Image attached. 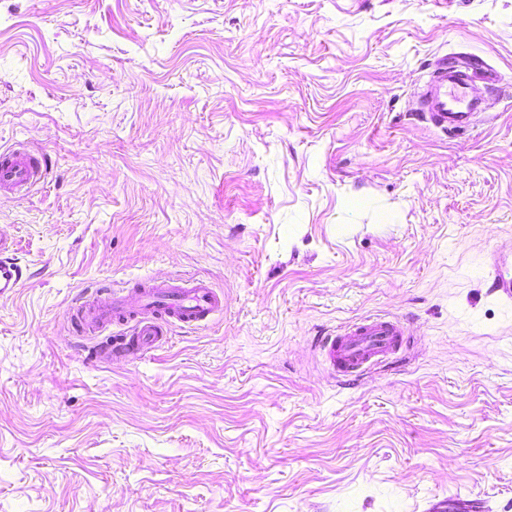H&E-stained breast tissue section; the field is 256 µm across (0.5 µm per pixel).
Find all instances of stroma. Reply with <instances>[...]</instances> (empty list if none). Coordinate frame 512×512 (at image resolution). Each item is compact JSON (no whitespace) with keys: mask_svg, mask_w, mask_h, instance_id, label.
Listing matches in <instances>:
<instances>
[{"mask_svg":"<svg viewBox=\"0 0 512 512\" xmlns=\"http://www.w3.org/2000/svg\"><path fill=\"white\" fill-rule=\"evenodd\" d=\"M501 75L463 138L413 114L443 55ZM0 512H512V0H0ZM208 325L95 361L79 294L156 277ZM407 320L334 380L315 336ZM47 174L45 156L32 154L25 147L0 151V191L19 194L28 191ZM8 241L0 230V298L13 296L26 279V270L11 256ZM489 264L494 267L495 277L489 288L490 294L496 296L505 305H512V276L506 277L502 268H499L500 256L497 251H493L488 255Z\"/></svg>","mask_w":512,"mask_h":512,"instance_id":"35a3bbf8","label":"stroma"}]
</instances>
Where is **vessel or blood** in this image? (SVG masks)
Masks as SVG:
<instances>
[{
	"label": "vessel or blood",
	"instance_id": "b4317fda",
	"mask_svg": "<svg viewBox=\"0 0 512 512\" xmlns=\"http://www.w3.org/2000/svg\"><path fill=\"white\" fill-rule=\"evenodd\" d=\"M415 105L419 116L452 137L466 134L479 114L472 76L445 62L436 66ZM46 174L44 155L32 154L23 147L0 151V191H28ZM488 262L497 269L490 284L491 294L512 305V276L499 271L498 252H491ZM25 279L24 268L11 255L7 236L0 232V298L13 296ZM223 310V296L205 280L190 278L176 282L153 277L117 292L83 293L71 306L69 319L75 331L84 336L99 335L109 325L125 327V334L93 348L96 358L109 361L159 346L166 341L172 326L195 328ZM406 336V328L398 317H367L326 333L316 347L333 377H363L404 360Z\"/></svg>",
	"mask_w": 512,
	"mask_h": 512
}]
</instances>
